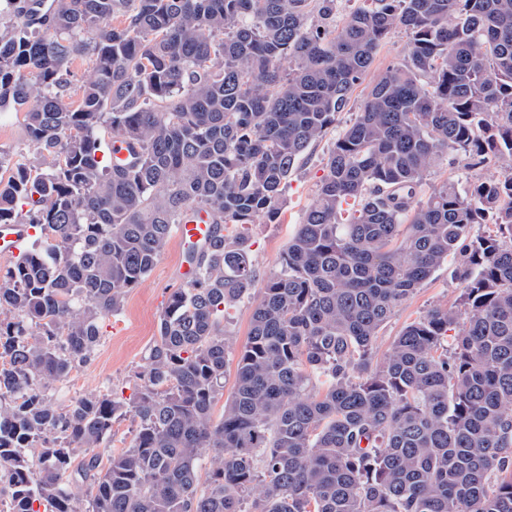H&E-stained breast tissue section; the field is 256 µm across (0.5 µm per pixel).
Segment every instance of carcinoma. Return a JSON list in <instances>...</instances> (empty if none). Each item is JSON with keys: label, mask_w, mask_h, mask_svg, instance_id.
Listing matches in <instances>:
<instances>
[{"label": "carcinoma", "mask_w": 512, "mask_h": 512, "mask_svg": "<svg viewBox=\"0 0 512 512\" xmlns=\"http://www.w3.org/2000/svg\"><path fill=\"white\" fill-rule=\"evenodd\" d=\"M5 2L0 111L25 110L53 163L0 149V224L41 232L0 271V498L14 512H512V0H357L340 24L338 0H54L39 17L35 0ZM397 29L407 59L376 75L257 285L245 229L276 221L299 159ZM103 129L127 161L104 156ZM449 148L507 175L416 199ZM190 212L212 239L188 248L194 277L133 393L56 403ZM449 261L458 302L376 357ZM245 299L226 398L227 311ZM126 417L131 446L102 459Z\"/></svg>", "instance_id": "carcinoma-1"}]
</instances>
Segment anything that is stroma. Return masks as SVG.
Wrapping results in <instances>:
<instances>
[{
  "label": "stroma",
  "mask_w": 512,
  "mask_h": 512,
  "mask_svg": "<svg viewBox=\"0 0 512 512\" xmlns=\"http://www.w3.org/2000/svg\"><path fill=\"white\" fill-rule=\"evenodd\" d=\"M351 119L343 112L336 118L335 130L309 151L292 176L280 203L275 222L258 218L247 230L250 255L258 277H265L273 269L291 237L299 217L312 202L325 174L327 149L337 136L338 128ZM0 148L9 150L15 159L25 164L48 167L50 159L37 153L29 142L22 118L0 112ZM495 163L478 168L464 167L456 151L443 152L434 163L429 176L419 189V199H426L434 183L445 179L471 184L491 177L502 176ZM183 263V250L178 242H170L154 270L127 295L122 311L100 324L101 340L94 359L76 368L69 378L59 383L53 394L58 401L112 387L115 392L131 394L134 375L142 370L144 355L157 334V322L169 294L178 288V271ZM459 285L448 267H441L394 313L382 328L377 339L378 353H385L397 332L406 324L421 317L435 305L456 303Z\"/></svg>",
  "instance_id": "35a3bbf8"
}]
</instances>
